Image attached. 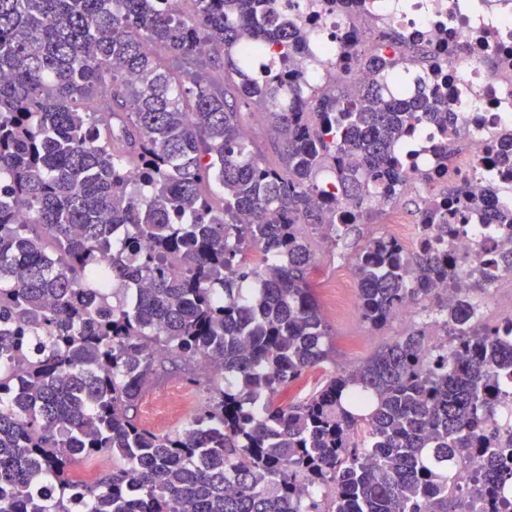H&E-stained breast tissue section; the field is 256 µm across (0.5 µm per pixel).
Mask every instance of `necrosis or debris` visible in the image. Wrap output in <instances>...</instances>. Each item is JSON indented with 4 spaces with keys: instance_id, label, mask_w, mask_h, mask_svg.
I'll use <instances>...</instances> for the list:
<instances>
[{
    "instance_id": "4bbe7bcc",
    "label": "necrosis or debris",
    "mask_w": 512,
    "mask_h": 512,
    "mask_svg": "<svg viewBox=\"0 0 512 512\" xmlns=\"http://www.w3.org/2000/svg\"><path fill=\"white\" fill-rule=\"evenodd\" d=\"M314 11L321 14L311 31L317 52L303 85L315 84L328 69L337 78L367 82L355 52L383 45L401 58L403 84L425 77L453 108L447 130L411 123L401 147L410 173L403 189L419 205L374 199L373 208L389 216L383 236L420 252L427 238L420 205L445 200L449 185L458 183L485 202L469 223L451 225L443 247L466 260L512 251V227L491 219L512 209V155L488 161L512 134V0H342L333 11L321 0H292L288 15L303 19Z\"/></svg>"
}]
</instances>
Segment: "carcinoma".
<instances>
[{
  "label": "carcinoma",
  "instance_id": "obj_1",
  "mask_svg": "<svg viewBox=\"0 0 512 512\" xmlns=\"http://www.w3.org/2000/svg\"><path fill=\"white\" fill-rule=\"evenodd\" d=\"M180 2L0 0V512H474L466 453L487 512H512V326L432 294L450 252L377 236L352 265L366 325L433 303L448 345L413 326L291 395L331 354L307 229L344 240L398 198L408 123L448 129V102L420 77L396 97L384 52L369 86L304 89L280 0ZM448 193L466 223L476 196ZM179 366L208 401L156 433L137 402ZM245 128L252 131V140L263 146L269 137V127L264 112H245L243 115Z\"/></svg>",
  "mask_w": 512,
  "mask_h": 512
}]
</instances>
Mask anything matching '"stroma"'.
Wrapping results in <instances>:
<instances>
[{"mask_svg": "<svg viewBox=\"0 0 512 512\" xmlns=\"http://www.w3.org/2000/svg\"><path fill=\"white\" fill-rule=\"evenodd\" d=\"M379 227L375 224L360 225L359 231L347 238L345 243L335 249H325L320 235L310 237L314 254V268L311 277L319 281L315 293L322 314L330 330L329 343L336 356L317 368L319 378H326L343 367L365 360L376 349L392 341L411 325L429 322L427 309L416 305L412 308L411 320L395 317L384 330H371L363 323L357 311V288H349L347 294H339L335 289L336 281L352 274V258L366 239L378 236ZM172 393L193 394L198 402H205L207 394L200 389H192L181 374L171 373L154 381L152 389L143 392L137 403V418L147 422L155 418L157 404L161 398Z\"/></svg>", "mask_w": 512, "mask_h": 512, "instance_id": "obj_1", "label": "stroma"}]
</instances>
